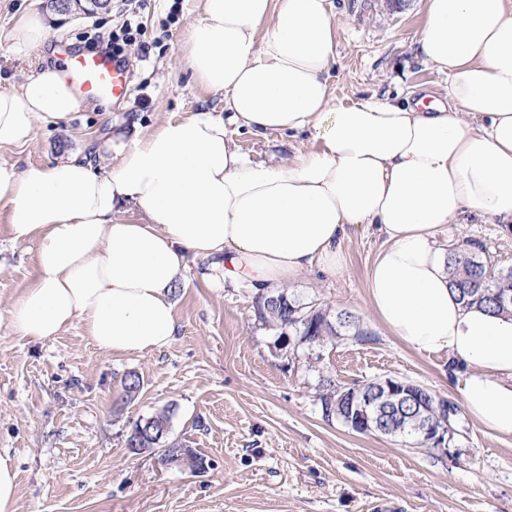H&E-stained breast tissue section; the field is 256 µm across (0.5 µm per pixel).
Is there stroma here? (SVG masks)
Returning <instances> with one entry per match:
<instances>
[{
  "instance_id": "1",
  "label": "stroma",
  "mask_w": 512,
  "mask_h": 512,
  "mask_svg": "<svg viewBox=\"0 0 512 512\" xmlns=\"http://www.w3.org/2000/svg\"><path fill=\"white\" fill-rule=\"evenodd\" d=\"M337 33L328 73L338 103L365 97L446 102V80L418 51L428 0H329ZM39 13L54 33L46 46L12 50L15 20ZM196 0H111L84 16L56 14L46 0H0V84L18 85L82 53L88 38L108 40L132 20L124 46L133 92L87 101L68 126L40 127L26 146L0 152L18 168L88 152L132 123L150 128L200 111H224V97L196 86L184 65L185 29ZM227 134L253 160L285 163L317 150L312 136ZM512 265V224L487 216L443 227L445 250L467 240ZM380 245L372 227L352 226L336 275L313 269L285 289L303 303L354 316L361 333L319 346L291 329L262 323L245 287H208L193 259L172 291L174 342L158 353L112 354L80 325L55 339L18 334L2 312L36 278V246L12 239L0 218V455L17 471V512H512V437L491 433L465 412L447 355L422 356L370 307L367 273ZM143 382L121 400L126 375ZM411 381L456 409L447 451L325 419L324 380L351 386L373 379ZM170 418V439L206 459L191 472L131 454L126 438L140 420Z\"/></svg>"
}]
</instances>
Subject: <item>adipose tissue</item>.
<instances>
[{
	"label": "adipose tissue",
	"instance_id": "adipose-tissue-1",
	"mask_svg": "<svg viewBox=\"0 0 512 512\" xmlns=\"http://www.w3.org/2000/svg\"><path fill=\"white\" fill-rule=\"evenodd\" d=\"M184 62L224 113L199 112L76 154L18 168L0 162V212L14 241H37L34 283L6 315L47 341L81 324L100 349L163 350L178 331L170 292L189 258L210 287L267 293L318 267L345 266L350 225L382 239L367 274L370 306L422 355L447 354L467 414L512 435V317L467 306L450 286L438 234L481 214L512 223V0H429L422 57L447 78V105L333 103L336 25L327 0H198ZM52 36L17 18L13 48ZM84 100L49 67L0 85V149L40 124L72 120ZM479 126H472V119ZM255 135L311 134L318 151L254 162L227 123Z\"/></svg>",
	"mask_w": 512,
	"mask_h": 512
}]
</instances>
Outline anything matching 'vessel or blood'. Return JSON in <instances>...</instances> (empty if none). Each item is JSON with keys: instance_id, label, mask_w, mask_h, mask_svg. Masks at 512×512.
Instances as JSON below:
<instances>
[{"instance_id": "1", "label": "vessel or blood", "mask_w": 512, "mask_h": 512, "mask_svg": "<svg viewBox=\"0 0 512 512\" xmlns=\"http://www.w3.org/2000/svg\"><path fill=\"white\" fill-rule=\"evenodd\" d=\"M68 84L88 99L121 100L130 92V75L108 52L72 55L64 67Z\"/></svg>"}]
</instances>
